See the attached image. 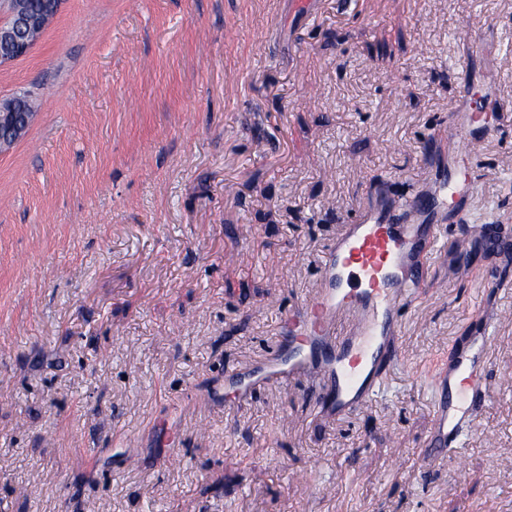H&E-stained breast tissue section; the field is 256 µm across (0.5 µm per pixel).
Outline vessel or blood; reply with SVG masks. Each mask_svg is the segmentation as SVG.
<instances>
[{"instance_id":"b4317fda","label":"vessel or blood","mask_w":512,"mask_h":512,"mask_svg":"<svg viewBox=\"0 0 512 512\" xmlns=\"http://www.w3.org/2000/svg\"><path fill=\"white\" fill-rule=\"evenodd\" d=\"M459 110L467 152L476 154L499 110L482 88L465 89ZM476 188L471 167L452 158L447 179L421 196L408 223H394L389 210L377 208L346 225L329 248L315 296L283 315V343L225 377L224 391L211 393L210 402L222 404L228 394L242 402L263 387L306 378L323 391L320 410L326 416L346 417L365 406L380 386L381 366L396 355L398 309L423 282L419 257L430 232L426 218L439 206L461 209ZM488 343V336L473 337L439 374L428 457L452 451L474 427L487 398Z\"/></svg>"}]
</instances>
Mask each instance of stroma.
Here are the masks:
<instances>
[{"label": "stroma", "instance_id": "obj_1", "mask_svg": "<svg viewBox=\"0 0 512 512\" xmlns=\"http://www.w3.org/2000/svg\"><path fill=\"white\" fill-rule=\"evenodd\" d=\"M486 81L512 102V0H62L0 66V99L39 103L0 152V512H512V111L467 215L428 218L381 396L339 420L308 381L208 400L343 225L434 187ZM472 224L506 244L460 251ZM485 328L489 397L428 459L436 376Z\"/></svg>", "mask_w": 512, "mask_h": 512}]
</instances>
